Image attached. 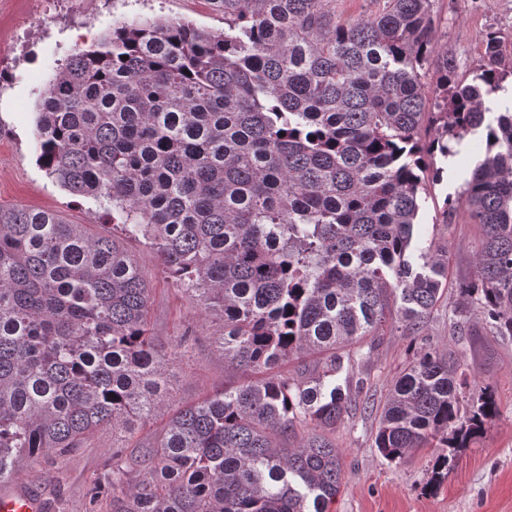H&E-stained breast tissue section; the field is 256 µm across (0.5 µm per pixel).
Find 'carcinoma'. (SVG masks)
<instances>
[{
  "mask_svg": "<svg viewBox=\"0 0 512 512\" xmlns=\"http://www.w3.org/2000/svg\"><path fill=\"white\" fill-rule=\"evenodd\" d=\"M222 2L224 31L123 25L40 93V166L156 251L247 373L140 450L112 448V512H329L342 473L329 433L356 407L336 374L347 347L396 323L416 334L443 297L442 251L410 259L420 193L442 177L435 157L455 155L448 142L480 133L484 159L447 201L482 230L458 295L512 336V106L480 107L512 77L497 33L469 74L436 65L429 98L433 0H382L371 19L341 18L336 0ZM149 303L114 236L0 208V481L155 415L191 345H158ZM305 355L319 361L301 378L276 372ZM498 415L464 362L427 350L388 394L374 445L398 463L446 448L441 477Z\"/></svg>",
  "mask_w": 512,
  "mask_h": 512,
  "instance_id": "obj_1",
  "label": "carcinoma"
}]
</instances>
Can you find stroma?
Here are the masks:
<instances>
[{
    "mask_svg": "<svg viewBox=\"0 0 512 512\" xmlns=\"http://www.w3.org/2000/svg\"><path fill=\"white\" fill-rule=\"evenodd\" d=\"M438 18L432 39V63L456 60L459 73L476 67L482 38L495 31L512 52V0H433ZM143 18L182 19L220 31L224 11L214 0H0V207L49 209L65 222L89 232L111 231L112 217L94 198L60 187L37 163L32 129L39 93L63 60L87 48L121 23ZM484 156L480 137L449 158L442 181L427 182L421 192L419 223L412 255L436 248L448 254V288L419 332L386 331L355 355L337 383L359 386V407L332 435L343 462L340 492L331 512H512V336L482 333L463 336L448 321L459 280L473 275L482 231L465 209L446 211L447 195L461 191L471 168ZM122 244L151 288L149 328L158 343L177 347L186 330L195 341L187 356L170 366L166 414L203 399L229 383L242 381L226 367L215 345L218 325L166 274L155 251L135 239ZM424 349L462 356L477 383L496 391L498 417L469 447L437 489H430L437 449L411 453L403 463L388 462L374 446L378 409L414 353ZM157 417L131 434L103 428L76 452L25 462L17 480L43 498L47 512H112V493L101 487L90 497L92 481L112 467V447L129 449L151 441L162 429Z\"/></svg>",
    "mask_w": 512,
    "mask_h": 512,
    "instance_id": "1",
    "label": "stroma"
}]
</instances>
